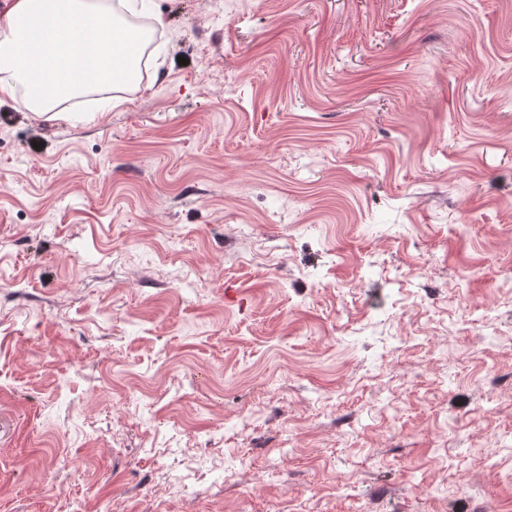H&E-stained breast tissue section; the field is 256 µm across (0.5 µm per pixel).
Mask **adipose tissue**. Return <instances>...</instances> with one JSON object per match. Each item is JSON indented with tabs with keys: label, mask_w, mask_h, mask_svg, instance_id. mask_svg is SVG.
<instances>
[{
	"label": "adipose tissue",
	"mask_w": 512,
	"mask_h": 512,
	"mask_svg": "<svg viewBox=\"0 0 512 512\" xmlns=\"http://www.w3.org/2000/svg\"><path fill=\"white\" fill-rule=\"evenodd\" d=\"M166 20L152 0H12L0 14V104L18 90L36 117L67 119L61 102L137 87L143 56Z\"/></svg>",
	"instance_id": "ef3b65f1"
}]
</instances>
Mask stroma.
Masks as SVG:
<instances>
[{
	"mask_svg": "<svg viewBox=\"0 0 512 512\" xmlns=\"http://www.w3.org/2000/svg\"><path fill=\"white\" fill-rule=\"evenodd\" d=\"M154 3L0 105V512H512V0Z\"/></svg>",
	"mask_w": 512,
	"mask_h": 512,
	"instance_id": "1",
	"label": "stroma"
}]
</instances>
